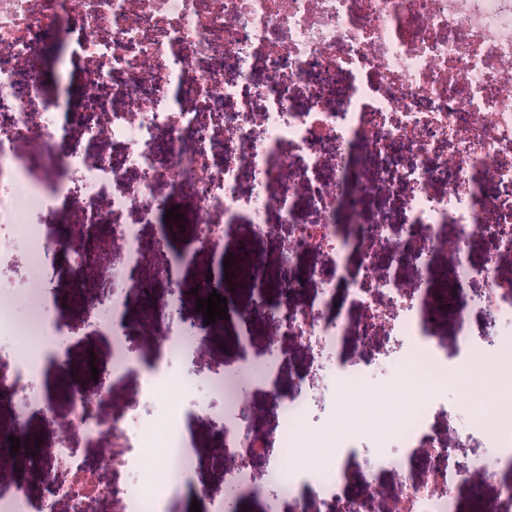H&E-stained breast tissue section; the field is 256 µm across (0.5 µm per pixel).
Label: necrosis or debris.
<instances>
[{
  "label": "necrosis or debris",
  "instance_id": "4bbe7bcc",
  "mask_svg": "<svg viewBox=\"0 0 512 512\" xmlns=\"http://www.w3.org/2000/svg\"><path fill=\"white\" fill-rule=\"evenodd\" d=\"M61 39L88 89L72 102L44 96L39 77L46 48ZM98 139L111 149L88 159L85 144ZM34 140L38 157L20 152ZM187 189L200 219L176 258L174 227L159 224L154 202ZM374 197L385 212H366ZM22 200L42 223L21 225ZM75 203L87 239L78 251L68 244ZM129 212L159 231L121 223ZM241 223L257 237L277 228L283 261L272 284L262 255L244 251L258 295L237 315L275 325L272 358L298 349L306 362L288 384L256 379L281 423L276 434L237 413L249 342L211 379L224 411H196L221 450L201 491L208 512H224L228 484L289 497L293 512H458L462 489L477 504L495 491L512 508V278L497 271L512 255V0H0V341L13 344L0 403L38 408L51 430L33 473L0 474V512H94L104 502L168 512L192 456L169 413L148 418L139 407L190 390L192 374L165 368L202 356L208 332L167 324L136 361L129 352L146 330L129 311L175 312L177 270L223 253ZM476 238L486 259L475 269ZM50 253L71 287L100 276L108 303L92 299L64 319L52 296L17 315L14 302L34 294ZM161 253L167 263L132 282L139 263ZM439 254L450 266L435 267ZM405 268L418 286L402 282ZM475 278L482 288L470 309L455 307ZM447 318L451 353L436 336ZM90 326L110 330L113 344L95 375L66 349ZM34 332L32 349L23 340ZM345 340L352 352L337 355ZM48 365L63 379L61 417L40 383ZM488 366L498 377L466 390L465 431L440 435L428 417L447 383ZM381 368L392 372L397 413L367 428L379 448L370 466L353 477L336 459L290 465L301 444L346 447L336 392L367 404ZM134 373L137 394L103 411L111 381ZM476 435L494 443V463L459 454ZM394 442L402 456L389 453ZM386 472L395 476L387 489Z\"/></svg>",
  "mask_w": 512,
  "mask_h": 512
}]
</instances>
